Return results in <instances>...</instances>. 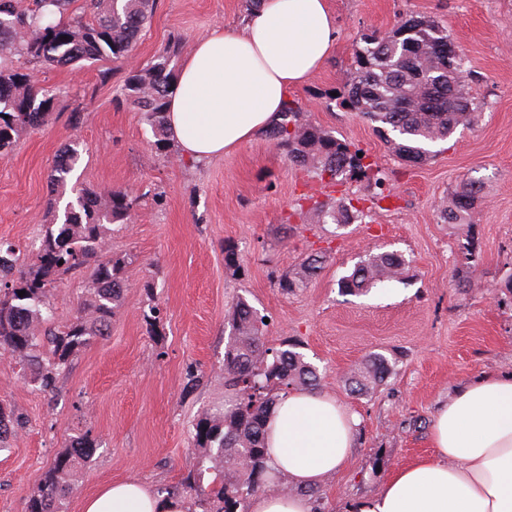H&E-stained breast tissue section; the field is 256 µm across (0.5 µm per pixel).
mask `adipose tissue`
Segmentation results:
<instances>
[{
  "instance_id": "1",
  "label": "adipose tissue",
  "mask_w": 512,
  "mask_h": 512,
  "mask_svg": "<svg viewBox=\"0 0 512 512\" xmlns=\"http://www.w3.org/2000/svg\"><path fill=\"white\" fill-rule=\"evenodd\" d=\"M336 51L327 0H258L241 28L199 39L167 97V128L196 163L254 140L280 119L290 90L304 85ZM358 419L335 398L298 390L267 423L270 466L293 484L314 487L347 466ZM433 453L394 467L382 489L342 512H512V373L456 383L438 403ZM84 512H187L178 497L142 483L108 484Z\"/></svg>"
}]
</instances>
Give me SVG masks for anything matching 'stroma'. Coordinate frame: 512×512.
<instances>
[{
	"mask_svg": "<svg viewBox=\"0 0 512 512\" xmlns=\"http://www.w3.org/2000/svg\"><path fill=\"white\" fill-rule=\"evenodd\" d=\"M336 53L303 87L291 90L304 120L330 130L386 172L390 199L363 221L336 228L311 209L294 214L303 194L330 204L340 193L364 195L366 182L335 192L291 166L266 137L223 157L195 163L150 143L140 113L115 105L126 72L168 42L179 56L212 30L235 28L245 0H156L132 59L36 70L59 88L49 122L22 130L0 159V241L20 260L53 214L48 175L61 144L80 142L75 179L100 192L137 196L133 218L104 230L106 256L125 263V288L107 336L80 349L61 370L54 395L22 377L18 358L0 350V402L22 426L0 452V512H24L46 467L78 434L98 447L78 465L66 512H82L102 486L136 479L151 491L179 486L195 462L193 423L224 399L220 376L231 334L228 314L245 298L269 323L267 346L297 345L317 366L321 389L357 414L356 444L345 469L320 484V512L377 493L390 470L432 453L437 404L457 381L512 372V0H329ZM421 15L448 27L467 69L466 89L483 108L479 126L461 127L419 165L397 158L373 124L342 107L361 34H392ZM79 125H72V113ZM479 180L481 203L469 223L447 224L439 211L461 179ZM474 238L479 265L469 287L457 285L461 247ZM235 245L238 266L224 262ZM325 251L319 274L296 292L278 287L306 254ZM396 251L409 261L400 280L365 295L338 282L360 257ZM89 271L63 275L50 303L58 323L90 299ZM373 352L393 363L368 394L345 380Z\"/></svg>",
	"mask_w": 512,
	"mask_h": 512,
	"instance_id": "obj_1",
	"label": "stroma"
}]
</instances>
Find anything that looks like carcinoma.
Masks as SVG:
<instances>
[{"label":"carcinoma","mask_w":512,"mask_h":512,"mask_svg":"<svg viewBox=\"0 0 512 512\" xmlns=\"http://www.w3.org/2000/svg\"><path fill=\"white\" fill-rule=\"evenodd\" d=\"M75 0H32V8L18 12L12 0H0V54L16 52L33 67L63 68L81 61L125 59L132 55L156 0H85L81 10ZM26 39L15 40L17 31ZM445 26L434 21L408 19L390 37L364 34L356 46L355 75L348 80V99L358 115L377 125L385 141L401 161L420 162L431 147L449 139L458 127H473L482 112L463 91L460 75L463 58L445 66L439 49L451 46ZM178 43L166 45L142 68L125 75L117 103L142 114L150 126L154 148L170 151L166 128V97L175 77ZM55 90L38 86L29 72L0 65V157L15 146L23 128L44 126L55 106ZM299 108L287 103L279 122L266 133L288 161L311 170L329 185L365 180L379 187L386 174L372 162L365 163L358 150L332 132L299 119ZM80 153L78 142L65 143L49 174L51 191L67 185ZM480 184L465 179L451 193L449 205L440 211L448 224L462 222L479 202ZM74 197L55 209L29 264L16 267L15 249L0 242V350L18 356L30 380L45 393L54 392L58 370L69 356L97 336L108 334L112 316L120 304L127 279L118 260H103L102 227L126 223L138 197L117 189L103 196L73 185ZM384 191L363 199L343 195L332 211L319 203L315 211L344 227L365 215L363 200L377 206ZM322 252L309 256L291 275L279 279L282 291L304 287L324 264ZM478 265L473 244L465 247V262L457 270L459 284L471 282ZM92 268L93 297L69 323L54 325L48 294L64 274ZM408 262L401 254L382 252L360 259L340 281L350 294L379 289L399 278ZM25 295L20 296L18 292ZM230 322L234 336L224 350L221 376L232 399L198 416L193 425L196 463L189 470L183 492L194 495L201 512H247L248 499L272 490L268 475L270 449L265 437L266 418L279 397L294 390H315L320 384L316 367L302 353L266 346L264 322L249 302L233 305ZM391 372L385 358L369 355L348 378L349 390L363 395L370 384ZM19 427V418L0 403V449ZM97 448L94 439L81 435L44 472L26 512H63L72 492L70 472ZM210 475L208 483L204 476Z\"/></svg>","instance_id":"obj_1"}]
</instances>
